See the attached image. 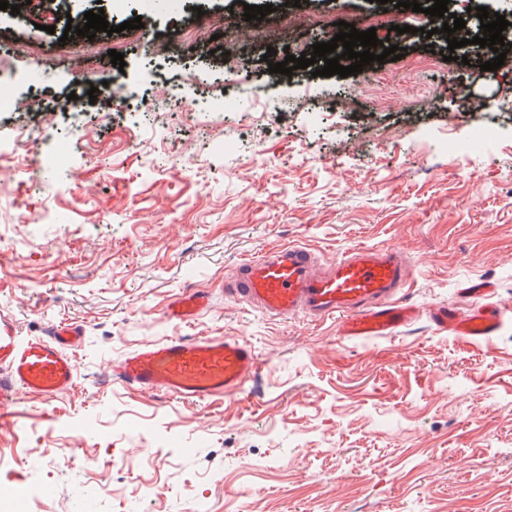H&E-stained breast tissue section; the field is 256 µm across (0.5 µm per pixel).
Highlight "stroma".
I'll return each mask as SVG.
<instances>
[{"label": "stroma", "instance_id": "stroma-1", "mask_svg": "<svg viewBox=\"0 0 512 512\" xmlns=\"http://www.w3.org/2000/svg\"><path fill=\"white\" fill-rule=\"evenodd\" d=\"M262 0H32L0 10V52L21 102L43 113H0L12 158L0 193V311L27 335L48 324L84 330L75 388L53 405L21 397L0 419V483L44 488L38 512H127L140 483L158 494L137 512H512V318L476 346L419 316L398 337L337 341L332 323L273 321L224 296L242 259L289 242L325 258L386 244L412 265L420 308L461 304L486 280L512 310V54L495 72L444 61L447 44L398 33L404 57L368 74L270 72L267 50L310 42L307 18L336 17V0H300L304 17L275 24L268 44L238 28ZM103 10L125 68L60 41L68 21ZM236 26L233 64L262 85L270 110L254 123L244 98L230 117L196 112L223 102V50L201 28ZM141 18L142 28L124 29ZM168 55L142 54V38ZM98 87L74 115L68 96ZM177 88L183 107L138 118ZM489 109L474 108L475 99ZM492 125L490 148L469 142ZM466 152L448 159L449 140ZM67 144L62 162L49 158ZM209 289L210 309L167 320L181 291ZM235 336L262 366L243 393L191 404L112 384L109 364L169 336ZM70 455L71 471L57 462ZM93 504L78 502L93 483Z\"/></svg>", "mask_w": 512, "mask_h": 512}]
</instances>
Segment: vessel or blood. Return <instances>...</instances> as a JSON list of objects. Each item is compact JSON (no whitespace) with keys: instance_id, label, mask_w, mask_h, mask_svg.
Masks as SVG:
<instances>
[{"instance_id":"b4317fda","label":"vessel or blood","mask_w":512,"mask_h":512,"mask_svg":"<svg viewBox=\"0 0 512 512\" xmlns=\"http://www.w3.org/2000/svg\"><path fill=\"white\" fill-rule=\"evenodd\" d=\"M412 267L392 246L358 245L328 264L301 244L276 245L240 261L228 294L269 319L333 321L340 342L392 339L422 313L407 303L404 290ZM470 308L459 315L450 304L429 305L437 331L470 343L492 340L502 314L488 282L466 290ZM207 294L189 291L169 305L170 319L187 322L207 310ZM80 325L55 323L44 335H21L13 315L0 313V418L33 395L51 404L78 378ZM256 351L234 336H175L144 344L112 362L109 376L125 388L167 399L197 403L242 392L258 372Z\"/></svg>"}]
</instances>
